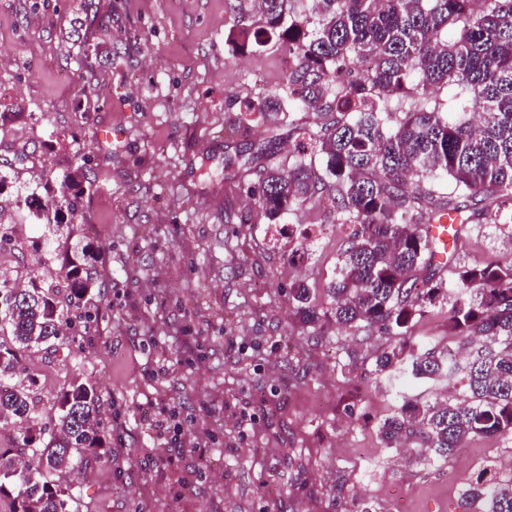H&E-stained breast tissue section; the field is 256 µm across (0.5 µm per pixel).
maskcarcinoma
Masks as SVG:
<instances>
[{"mask_svg":"<svg viewBox=\"0 0 512 512\" xmlns=\"http://www.w3.org/2000/svg\"><path fill=\"white\" fill-rule=\"evenodd\" d=\"M255 3L260 22L241 32L242 45L274 43L294 59L282 86L245 110L262 124H286L298 143L283 166L252 170L239 163L257 194L259 214L276 224L305 204L324 203L349 225L327 286L330 301L313 302L292 288L297 316L313 329L334 325L356 338L374 330L390 337L375 352L374 373L399 405L377 427L383 448L416 445L417 459L446 461L470 438L512 436V261L457 262L468 226L512 223V0H235ZM372 61L365 71L352 59ZM462 94L457 111L431 98L436 87ZM397 97L404 108L393 112ZM313 111L320 121L297 123ZM82 166L23 203L36 219L74 223L83 207ZM448 216L452 279L438 276L435 245L424 226ZM98 250L61 253L63 284L20 290L0 281V425L20 436L0 449V512H76L74 489L55 473L81 472L107 452L96 421L94 388L74 382L38 413L14 377L24 370L17 348L58 339L63 310L57 288L81 300L97 287ZM436 311L449 334L483 344L460 361L415 335ZM445 379L459 398L421 403L401 390L406 378ZM472 512H512V479L467 485Z\"/></svg>","mask_w":512,"mask_h":512,"instance_id":"1","label":"carcinoma"}]
</instances>
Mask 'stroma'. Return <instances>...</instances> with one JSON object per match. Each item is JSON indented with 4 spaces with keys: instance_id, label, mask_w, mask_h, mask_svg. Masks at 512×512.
Segmentation results:
<instances>
[{
    "instance_id": "35a3bbf8",
    "label": "stroma",
    "mask_w": 512,
    "mask_h": 512,
    "mask_svg": "<svg viewBox=\"0 0 512 512\" xmlns=\"http://www.w3.org/2000/svg\"><path fill=\"white\" fill-rule=\"evenodd\" d=\"M98 3L102 29L88 0H0V101L20 113L0 128V172L26 194L83 165L93 184L73 233L104 249L99 292L69 308L90 332L67 328L58 350L25 353L55 376L46 389L27 381L39 406L76 381L99 397L109 451L73 476L78 512H465L462 489L492 457L512 459V440L476 438L433 465L384 449L377 425L395 394L348 354L386 335L314 333L290 294L303 283L325 301L345 232L289 260L224 164L239 154L260 169L293 149L273 127L280 150L260 153L242 105L283 84L287 53L233 48L259 15L227 0ZM511 232L469 233L461 260H512ZM67 233L15 211L0 278L58 280ZM178 426L199 452H170Z\"/></svg>"
}]
</instances>
